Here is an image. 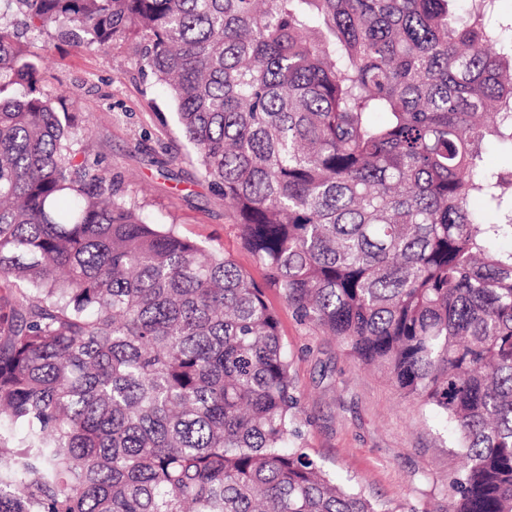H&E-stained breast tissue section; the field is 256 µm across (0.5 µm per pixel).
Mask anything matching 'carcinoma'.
<instances>
[{"mask_svg": "<svg viewBox=\"0 0 512 512\" xmlns=\"http://www.w3.org/2000/svg\"><path fill=\"white\" fill-rule=\"evenodd\" d=\"M457 2L0 0V512H388L304 448L270 288L445 416L448 512H512V23ZM50 27L135 41L265 282L96 168Z\"/></svg>", "mask_w": 512, "mask_h": 512, "instance_id": "cac0c4a2", "label": "carcinoma"}]
</instances>
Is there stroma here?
Wrapping results in <instances>:
<instances>
[{
	"label": "stroma",
	"mask_w": 512,
	"mask_h": 512,
	"mask_svg": "<svg viewBox=\"0 0 512 512\" xmlns=\"http://www.w3.org/2000/svg\"><path fill=\"white\" fill-rule=\"evenodd\" d=\"M26 39L39 76L73 131L89 129L101 164L149 221L223 251L263 281L183 138L167 86L137 71L131 43L75 45L54 31ZM292 359L304 445L337 478L352 479L388 512H446L462 468L445 419L400 397L381 373L360 366L335 338L300 322L267 292Z\"/></svg>",
	"instance_id": "stroma-1"
}]
</instances>
